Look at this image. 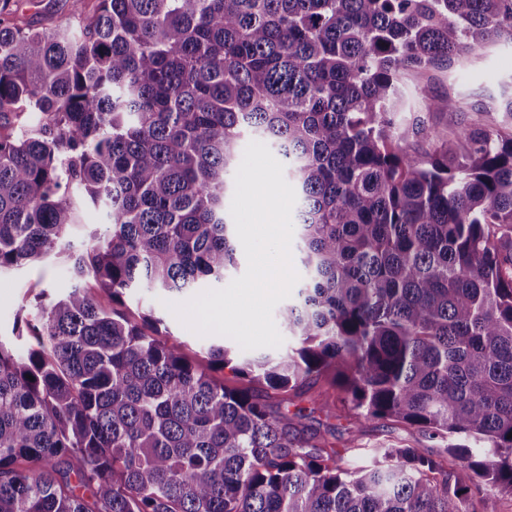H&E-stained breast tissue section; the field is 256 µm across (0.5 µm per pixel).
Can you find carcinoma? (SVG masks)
I'll return each mask as SVG.
<instances>
[{
  "instance_id": "obj_1",
  "label": "carcinoma",
  "mask_w": 512,
  "mask_h": 512,
  "mask_svg": "<svg viewBox=\"0 0 512 512\" xmlns=\"http://www.w3.org/2000/svg\"><path fill=\"white\" fill-rule=\"evenodd\" d=\"M0 0V274L65 261L0 335V512H481L512 499V128L404 74L462 68L512 0H72L39 27ZM38 112L35 125L20 121ZM298 197L296 347L201 361L146 288L186 296L239 261L224 199L244 135ZM420 139L429 148L412 153ZM105 232L66 239L85 209ZM248 380L228 388L225 367ZM332 374L364 422L444 451L335 448L284 394ZM419 78L414 76H406L403 80L405 83L404 100L405 106L403 112H398L395 116L397 124L405 125L412 121L417 115L419 108V98L415 92L414 86L418 83ZM472 118L473 112L468 107L462 112L434 113L428 117V123L435 131L446 133L450 128L468 125Z\"/></svg>"
}]
</instances>
